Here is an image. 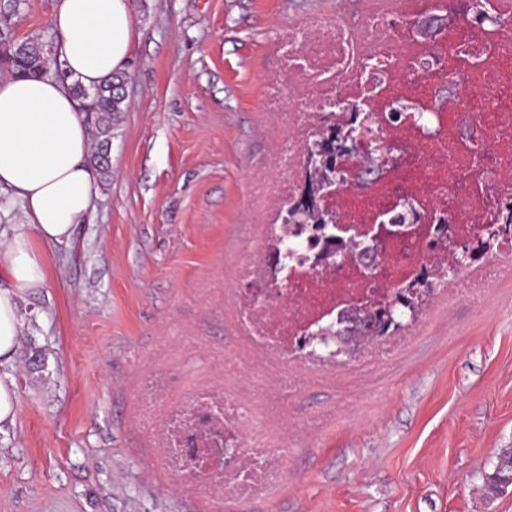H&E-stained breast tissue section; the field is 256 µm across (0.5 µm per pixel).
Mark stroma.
I'll return each mask as SVG.
<instances>
[{"label":"stroma","instance_id":"1","mask_svg":"<svg viewBox=\"0 0 512 512\" xmlns=\"http://www.w3.org/2000/svg\"><path fill=\"white\" fill-rule=\"evenodd\" d=\"M129 2L141 36L111 172L21 304L0 512H512V488L484 480L512 448V260L376 355L224 373L249 354L233 273L262 260L276 206L258 193L280 123L264 84L280 43L336 0ZM10 3L12 39H53L54 0ZM201 386L269 413L282 461L265 495L199 490L165 465L164 415Z\"/></svg>","mask_w":512,"mask_h":512}]
</instances>
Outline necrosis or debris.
Segmentation results:
<instances>
[{
    "label": "necrosis or debris",
    "instance_id": "4bbe7bcc",
    "mask_svg": "<svg viewBox=\"0 0 512 512\" xmlns=\"http://www.w3.org/2000/svg\"><path fill=\"white\" fill-rule=\"evenodd\" d=\"M438 14L446 26L432 39L419 20ZM286 80H269V112L288 114L278 141L268 192L276 237L290 227L280 210L301 202L307 190L309 151L330 138L331 111L365 105L356 116L350 168L364 164L379 178L363 191L345 186L317 199L344 224L394 223L399 200L419 214L411 231L362 239L342 267L322 263L324 243L299 240L300 258L288 281L291 303L273 309L265 297L240 294L238 326L250 353L288 354L291 337L326 311L356 304L364 289L382 293L426 274L437 278L447 263L448 240L475 242L489 226L512 222V9L501 0H342L333 16H309L279 47ZM411 116L395 119L398 104ZM512 258V235L477 261L481 277L459 275L454 286L473 294L486 288L500 264ZM241 405L211 388L198 390L166 418L165 459L187 481L200 478L198 463L210 453L213 429L240 435ZM279 469L276 450L255 446L234 468L219 469L224 489L263 492Z\"/></svg>",
    "mask_w": 512,
    "mask_h": 512
}]
</instances>
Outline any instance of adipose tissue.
<instances>
[{"label":"adipose tissue","mask_w":512,"mask_h":512,"mask_svg":"<svg viewBox=\"0 0 512 512\" xmlns=\"http://www.w3.org/2000/svg\"><path fill=\"white\" fill-rule=\"evenodd\" d=\"M64 77L0 74V191L24 221L0 240V366L22 334L20 302L47 287L45 249L68 244L99 196L92 143L72 82L123 69L139 37L128 0H55L50 18Z\"/></svg>","instance_id":"adipose-tissue-1"}]
</instances>
